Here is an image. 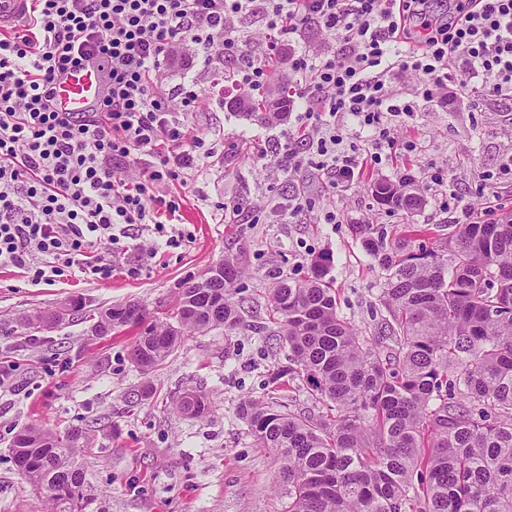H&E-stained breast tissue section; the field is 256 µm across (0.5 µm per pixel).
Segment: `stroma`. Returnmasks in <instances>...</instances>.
<instances>
[{
	"instance_id": "1",
	"label": "stroma",
	"mask_w": 512,
	"mask_h": 512,
	"mask_svg": "<svg viewBox=\"0 0 512 512\" xmlns=\"http://www.w3.org/2000/svg\"><path fill=\"white\" fill-rule=\"evenodd\" d=\"M233 69L230 62L220 73L204 68L190 48L167 79L171 86L185 77L196 81L203 97L186 124L191 133L215 142L181 209L190 239L147 259L142 248L149 232L133 227L120 241L123 259L106 280L74 271L54 284L35 286L19 269H0V361L16 365L21 388L20 394L0 397V512H50L45 494L11 460L14 436L32 425L61 432L78 424L90 425L94 434L92 447L77 453L85 471L86 512H283L288 485L282 464L257 446L237 415L248 398L295 412L313 407L304 381L277 391L267 384L269 374L287 362L269 321V291L278 277L303 279L312 258L330 255L326 278L336 291L339 314L370 336L386 316L379 301L384 278L352 235V225L398 230L422 224L431 230L426 246H439L450 225L469 222L484 202L479 188L484 172L497 174L495 196L512 206V176L498 173L512 155V97L435 91L397 125L399 136L418 140L412 157H394L338 187L311 169L282 174L283 156L306 151L293 134L297 120L266 125L229 111L227 102L238 92L223 74ZM438 168L447 171L448 190L459 196V208L443 207L440 192L429 189L427 177ZM378 181L409 184L421 206L409 215L381 210L370 190ZM298 197L312 199L314 208L289 212ZM233 202L243 203L244 211L230 210ZM325 211L335 212L337 223H322ZM229 254L244 269L232 295L242 325L185 336L150 374L132 361L135 330L99 335L93 321L79 315L48 328L25 324L27 317L73 300L89 310L135 302L149 320H164L176 289ZM49 366L55 376H46ZM144 384L152 386V397L131 403L133 390ZM187 389L209 401L205 417L174 410L173 396Z\"/></svg>"
}]
</instances>
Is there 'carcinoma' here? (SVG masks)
<instances>
[{
  "label": "carcinoma",
  "mask_w": 512,
  "mask_h": 512,
  "mask_svg": "<svg viewBox=\"0 0 512 512\" xmlns=\"http://www.w3.org/2000/svg\"><path fill=\"white\" fill-rule=\"evenodd\" d=\"M279 100L235 99L229 109L254 121L287 119ZM376 203L410 212L415 192L373 186ZM489 222L456 224L448 242L426 248L428 228L408 224L395 236L372 224L352 233L385 274L380 302L388 313L376 335H360L340 318L319 255L302 281L279 282L270 308L288 347V364L272 388L300 377L326 408L313 418L246 400L239 418L261 448L283 461L285 512H512V209ZM243 269L224 258V277L188 281L170 323H146L135 302L99 312L96 327L139 330L132 350L144 374L162 365L186 333L241 323L230 301ZM195 417L208 410L198 394ZM90 429L41 427L13 440L14 464L35 488H49L58 512H84V471L77 449L92 447Z\"/></svg>",
  "instance_id": "cac0c4a2"
}]
</instances>
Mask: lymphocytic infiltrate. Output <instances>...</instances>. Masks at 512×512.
<instances>
[{"label":"lymphocytic infiltrate","mask_w":512,"mask_h":512,"mask_svg":"<svg viewBox=\"0 0 512 512\" xmlns=\"http://www.w3.org/2000/svg\"><path fill=\"white\" fill-rule=\"evenodd\" d=\"M254 0H31L24 22L0 35V266L24 269L48 284L78 269L108 278L130 227H152L145 246L179 247L182 193L213 153L207 135H189L183 115L200 91L161 77L188 43L203 67L238 61L234 83L252 93L267 82L265 59L248 57L235 26ZM266 54L283 42L295 50L297 91L288 100L304 127L311 168L354 181L387 152L413 153L395 139L394 118L411 116L417 99L450 87L466 95L512 96V0H264ZM315 26L328 47L304 40ZM94 58L106 91L92 111L57 112L54 84L78 58ZM394 75L417 79L413 97L395 92ZM351 136H344L345 124ZM180 185V194L169 193Z\"/></svg>","instance_id":"f902f5d3"}]
</instances>
